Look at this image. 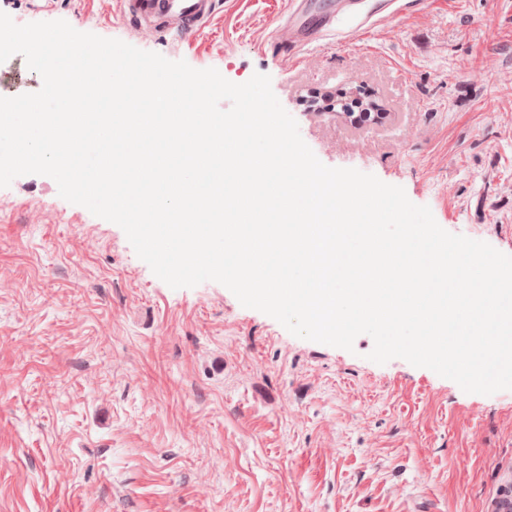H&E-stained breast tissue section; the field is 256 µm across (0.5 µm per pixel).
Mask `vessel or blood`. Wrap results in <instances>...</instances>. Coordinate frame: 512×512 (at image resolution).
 <instances>
[{"mask_svg":"<svg viewBox=\"0 0 512 512\" xmlns=\"http://www.w3.org/2000/svg\"><path fill=\"white\" fill-rule=\"evenodd\" d=\"M424 0H288L286 14L274 27L269 46L297 59L328 40L348 43L354 33L369 34L382 18L397 19ZM122 15L138 32L174 34L191 42L205 28L216 0H121Z\"/></svg>","mask_w":512,"mask_h":512,"instance_id":"obj_1","label":"vessel or blood"}]
</instances>
